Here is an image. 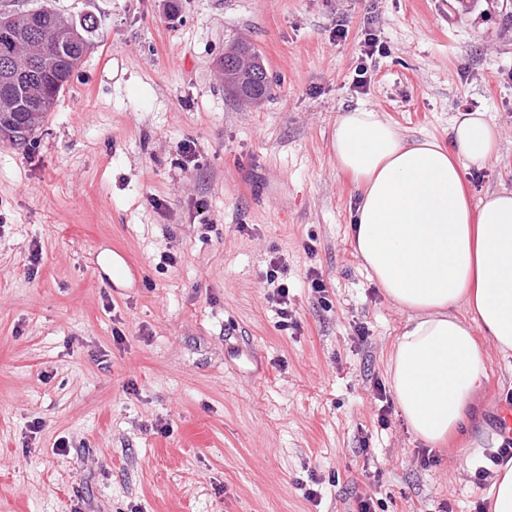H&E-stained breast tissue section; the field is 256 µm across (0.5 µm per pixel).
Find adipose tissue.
Instances as JSON below:
<instances>
[{"label": "adipose tissue", "mask_w": 512, "mask_h": 512, "mask_svg": "<svg viewBox=\"0 0 512 512\" xmlns=\"http://www.w3.org/2000/svg\"><path fill=\"white\" fill-rule=\"evenodd\" d=\"M483 112L458 113L447 143L409 139L375 109L341 113L331 149L357 192L353 241L369 277L408 310L390 358L397 406L428 445L465 426L486 355L473 331L512 351V190L471 204L466 178L499 155ZM465 307L469 320L456 310Z\"/></svg>", "instance_id": "adipose-tissue-1"}]
</instances>
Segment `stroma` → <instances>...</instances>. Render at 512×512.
Segmentation results:
<instances>
[{"label": "stroma", "mask_w": 512, "mask_h": 512, "mask_svg": "<svg viewBox=\"0 0 512 512\" xmlns=\"http://www.w3.org/2000/svg\"><path fill=\"white\" fill-rule=\"evenodd\" d=\"M42 5L101 25L27 145L0 139V512H476L512 353L477 331L475 416L430 461L398 407L379 421L408 315L355 254L330 142L359 107L442 142L484 112L500 157L471 196L512 190V0H0ZM367 32L387 52L361 92ZM241 41L273 86L253 108L215 68ZM274 256L293 328L267 301Z\"/></svg>", "instance_id": "35a3bbf8"}]
</instances>
